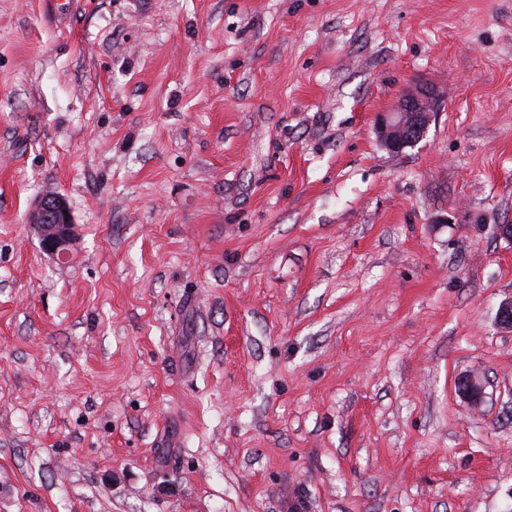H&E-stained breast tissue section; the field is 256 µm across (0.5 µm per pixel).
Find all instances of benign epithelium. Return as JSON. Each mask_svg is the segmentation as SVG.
Here are the masks:
<instances>
[{
	"label": "benign epithelium",
	"mask_w": 512,
	"mask_h": 512,
	"mask_svg": "<svg viewBox=\"0 0 512 512\" xmlns=\"http://www.w3.org/2000/svg\"><path fill=\"white\" fill-rule=\"evenodd\" d=\"M435 98L432 87L420 84L403 93L391 111L380 113L375 121V132L381 145L391 153H398L421 141L432 118L428 106ZM27 220L46 255L59 259L69 254L75 240V224L65 198L57 194L41 196L28 213ZM458 391L475 406L483 401L484 386L475 375L461 377Z\"/></svg>",
	"instance_id": "benign-epithelium-1"
}]
</instances>
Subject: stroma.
Segmentation results:
<instances>
[{"label":"stroma","mask_w":512,"mask_h":512,"mask_svg":"<svg viewBox=\"0 0 512 512\" xmlns=\"http://www.w3.org/2000/svg\"><path fill=\"white\" fill-rule=\"evenodd\" d=\"M503 224L512 0H0V512H512ZM435 98L432 87L419 84L403 93L391 111L380 113L375 132L381 145L391 153H398L409 144L421 141L432 118V111L427 108ZM37 233L42 251L53 258H63L75 240V224L71 209L57 194L42 195L27 216ZM458 391L462 397L475 406L482 403L484 386L481 379L475 375H465L458 380Z\"/></svg>","instance_id":"35a3bbf8"}]
</instances>
